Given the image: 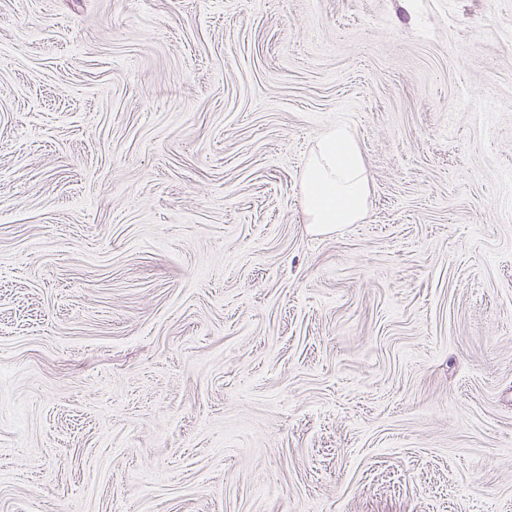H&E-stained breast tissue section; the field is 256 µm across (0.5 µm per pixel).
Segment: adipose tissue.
Returning a JSON list of instances; mask_svg holds the SVG:
<instances>
[{
  "instance_id": "obj_1",
  "label": "adipose tissue",
  "mask_w": 512,
  "mask_h": 512,
  "mask_svg": "<svg viewBox=\"0 0 512 512\" xmlns=\"http://www.w3.org/2000/svg\"><path fill=\"white\" fill-rule=\"evenodd\" d=\"M368 175L352 132L343 126L319 138L304 176L303 207L309 224L332 230L353 224L366 210Z\"/></svg>"
}]
</instances>
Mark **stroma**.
Listing matches in <instances>:
<instances>
[{
    "instance_id": "1",
    "label": "stroma",
    "mask_w": 512,
    "mask_h": 512,
    "mask_svg": "<svg viewBox=\"0 0 512 512\" xmlns=\"http://www.w3.org/2000/svg\"><path fill=\"white\" fill-rule=\"evenodd\" d=\"M0 512H512V0H0ZM368 175L352 132L336 125L318 139L304 176L308 224L322 230L355 224L366 210Z\"/></svg>"
}]
</instances>
